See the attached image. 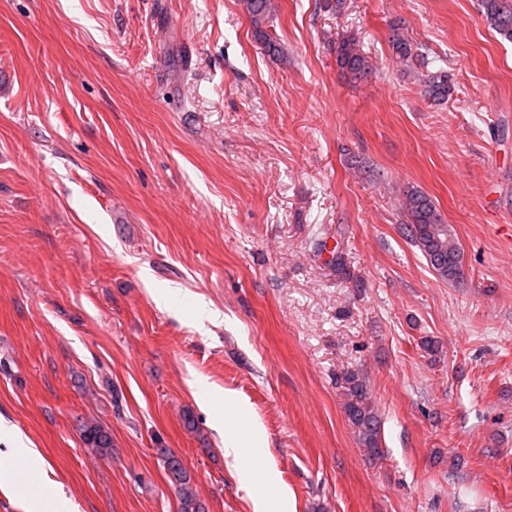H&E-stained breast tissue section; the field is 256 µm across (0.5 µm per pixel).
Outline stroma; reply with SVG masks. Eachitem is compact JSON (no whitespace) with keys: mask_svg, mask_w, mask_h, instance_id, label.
<instances>
[{"mask_svg":"<svg viewBox=\"0 0 512 512\" xmlns=\"http://www.w3.org/2000/svg\"><path fill=\"white\" fill-rule=\"evenodd\" d=\"M326 3L271 0L263 43L243 0H0V422L72 512H178L164 448L205 512H512V43L480 0ZM394 22L448 102L393 63ZM410 190L460 279L412 242ZM204 382L268 437L251 483ZM336 62L342 72L356 82L367 79L373 72V63L355 38L348 37L339 42ZM424 93L435 102H447L454 91V83L448 81V72L443 70L422 73ZM404 210L410 223L411 239L434 272L444 280L460 278L461 249L433 202L422 192L410 190L405 197ZM345 384V415L367 453L377 457L381 455L380 420L368 396L366 383L359 375L350 374ZM83 442L97 457H107L112 453L111 433L97 422H90L84 426Z\"/></svg>","mask_w":512,"mask_h":512,"instance_id":"obj_1","label":"stroma"}]
</instances>
